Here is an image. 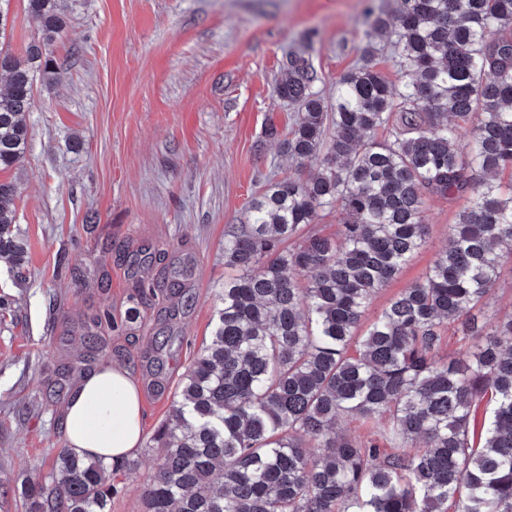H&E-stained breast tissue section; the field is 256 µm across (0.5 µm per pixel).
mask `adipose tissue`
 Segmentation results:
<instances>
[{
	"label": "adipose tissue",
	"mask_w": 512,
	"mask_h": 512,
	"mask_svg": "<svg viewBox=\"0 0 512 512\" xmlns=\"http://www.w3.org/2000/svg\"><path fill=\"white\" fill-rule=\"evenodd\" d=\"M140 388L127 369L103 365L73 390L63 413L65 440L80 456L115 462L140 448L143 436Z\"/></svg>",
	"instance_id": "ef3b65f1"
}]
</instances>
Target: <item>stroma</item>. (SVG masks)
<instances>
[{"label":"stroma","instance_id":"stroma-1","mask_svg":"<svg viewBox=\"0 0 512 512\" xmlns=\"http://www.w3.org/2000/svg\"><path fill=\"white\" fill-rule=\"evenodd\" d=\"M52 80L38 81L15 181L13 232L25 280L0 259V512H25L22 485L64 448V390L76 362L115 364L136 379L143 444L111 512H141L153 441L182 377L209 341L228 271L224 233L247 221L268 181L294 173L269 127L296 108L275 92L285 55L306 51L325 98L360 63L369 6L395 0H64ZM469 204L430 197L424 244L370 301L373 321L421 280ZM194 259L192 298L176 315L163 291ZM155 288L140 291L141 279ZM109 309L90 350L81 324Z\"/></svg>","mask_w":512,"mask_h":512}]
</instances>
